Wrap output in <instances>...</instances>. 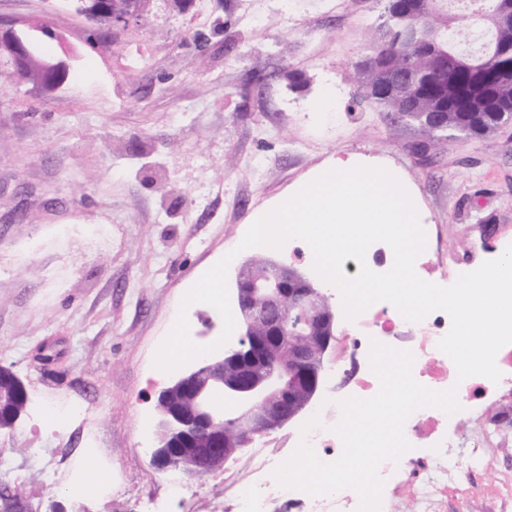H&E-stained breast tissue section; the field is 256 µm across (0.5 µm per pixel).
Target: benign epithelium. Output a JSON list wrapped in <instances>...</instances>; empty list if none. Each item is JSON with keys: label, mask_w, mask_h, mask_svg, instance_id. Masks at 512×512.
Masks as SVG:
<instances>
[{"label": "benign epithelium", "mask_w": 512, "mask_h": 512, "mask_svg": "<svg viewBox=\"0 0 512 512\" xmlns=\"http://www.w3.org/2000/svg\"><path fill=\"white\" fill-rule=\"evenodd\" d=\"M144 0L112 3V33L144 16ZM0 58L24 81L46 93L64 82L69 64L36 51L27 30L0 22ZM237 307L245 330L221 359L175 382L190 404L186 415H171L166 429L186 445L175 453L152 454L163 470L193 458L215 471L233 457L228 448L249 447L297 417L323 380L324 356L335 338V315L323 294L293 264L275 261L271 274L240 270Z\"/></svg>", "instance_id": "7a95c632"}]
</instances>
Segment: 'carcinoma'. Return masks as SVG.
<instances>
[{"label": "carcinoma", "instance_id": "cac0c4a2", "mask_svg": "<svg viewBox=\"0 0 512 512\" xmlns=\"http://www.w3.org/2000/svg\"><path fill=\"white\" fill-rule=\"evenodd\" d=\"M464 9L474 13H493L497 0H459ZM405 0H385L381 22L373 42L382 61L376 67L358 69L356 79L365 98L396 112L402 108L392 99L373 93L383 82L413 81L423 95L411 109L409 123L418 126L433 146L468 137H482L512 124V82L501 80L503 72L512 70V23L501 24L487 35L477 51H464L448 42V52L457 57L467 55L465 63L448 61V69L438 59L419 52L417 44L433 41L451 25L452 17L438 10L431 0H418L423 20L404 10ZM87 18L95 25L99 45H110L105 34L112 24L109 13H92ZM0 386L5 404L23 407L20 382L10 369H0Z\"/></svg>", "mask_w": 512, "mask_h": 512}]
</instances>
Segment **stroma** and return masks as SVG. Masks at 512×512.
Here are the masks:
<instances>
[{
    "mask_svg": "<svg viewBox=\"0 0 512 512\" xmlns=\"http://www.w3.org/2000/svg\"><path fill=\"white\" fill-rule=\"evenodd\" d=\"M380 0H153L111 47L71 0H0V18L49 25L45 55L69 59L45 94L0 62V366L23 380L27 414L0 436V485L23 512H230L235 486L151 461L153 365L191 286L232 255L254 213L336 155L376 157L415 187L432 250L418 276L442 286L512 244V124L429 146L363 98ZM305 85L290 88L288 71ZM333 90L324 112L313 102ZM496 400L465 402L448 433L478 446ZM108 476L111 499L73 498ZM439 469L400 473L390 512H430ZM177 478L193 494L172 497Z\"/></svg>",
    "mask_w": 512,
    "mask_h": 512,
    "instance_id": "obj_1",
    "label": "stroma"
}]
</instances>
